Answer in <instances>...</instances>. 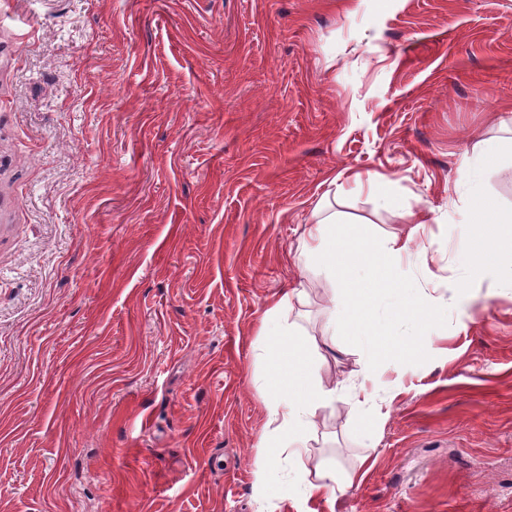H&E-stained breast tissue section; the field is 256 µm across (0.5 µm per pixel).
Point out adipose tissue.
Masks as SVG:
<instances>
[{
  "instance_id": "adipose-tissue-1",
  "label": "adipose tissue",
  "mask_w": 512,
  "mask_h": 512,
  "mask_svg": "<svg viewBox=\"0 0 512 512\" xmlns=\"http://www.w3.org/2000/svg\"><path fill=\"white\" fill-rule=\"evenodd\" d=\"M346 221L344 214L331 208H320L304 242L311 257L328 263L331 276H339L348 266L359 263L369 264L374 273L369 284L333 296L325 344L335 348L337 337L356 327L369 330L374 348L401 350V343L381 324L374 300L384 283L390 281L392 269L409 254L410 243L393 236L382 250L371 251L364 235L337 236V225ZM302 294V288L293 287L271 300L261 321L263 334L276 337L280 345L274 364L277 382L265 398L269 422L273 426L268 436L270 450L259 454L255 462L261 472L271 464L273 454L295 456L296 446L305 438L315 410L334 404L338 396L336 383L318 376V367L308 344L280 321L282 310L292 298Z\"/></svg>"
}]
</instances>
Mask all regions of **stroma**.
<instances>
[{
  "instance_id": "1",
  "label": "stroma",
  "mask_w": 512,
  "mask_h": 512,
  "mask_svg": "<svg viewBox=\"0 0 512 512\" xmlns=\"http://www.w3.org/2000/svg\"><path fill=\"white\" fill-rule=\"evenodd\" d=\"M477 193L512 214V0H0V512H512V223L475 264ZM327 199L374 249L430 211L376 299L405 353L327 354ZM295 280L347 388L261 475Z\"/></svg>"
}]
</instances>
